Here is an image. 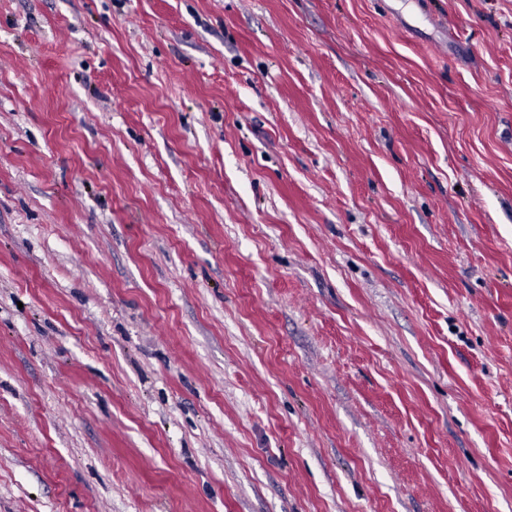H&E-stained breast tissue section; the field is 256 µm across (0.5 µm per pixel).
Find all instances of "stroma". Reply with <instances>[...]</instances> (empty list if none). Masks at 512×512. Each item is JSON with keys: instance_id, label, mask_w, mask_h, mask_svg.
Instances as JSON below:
<instances>
[{"instance_id": "obj_1", "label": "stroma", "mask_w": 512, "mask_h": 512, "mask_svg": "<svg viewBox=\"0 0 512 512\" xmlns=\"http://www.w3.org/2000/svg\"><path fill=\"white\" fill-rule=\"evenodd\" d=\"M0 512H512V0H0Z\"/></svg>"}]
</instances>
